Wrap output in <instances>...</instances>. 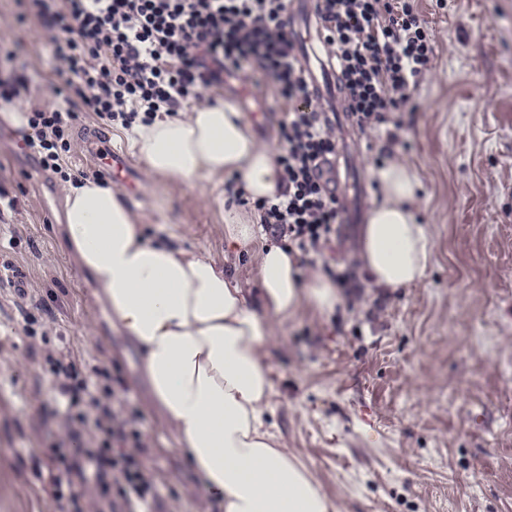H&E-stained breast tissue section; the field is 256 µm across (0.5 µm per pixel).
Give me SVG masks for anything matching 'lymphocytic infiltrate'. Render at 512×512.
Instances as JSON below:
<instances>
[{"instance_id": "lymphocytic-infiltrate-1", "label": "lymphocytic infiltrate", "mask_w": 512, "mask_h": 512, "mask_svg": "<svg viewBox=\"0 0 512 512\" xmlns=\"http://www.w3.org/2000/svg\"><path fill=\"white\" fill-rule=\"evenodd\" d=\"M44 17L67 88L83 93L100 118L131 126L174 112L199 88L250 62L271 78L292 109L279 124L277 157L284 188L273 200L255 201L272 234H289L306 253H319L336 232L343 205L332 158L336 142L312 97L294 38L283 17L288 0H63ZM325 42L341 77L350 112L359 124L381 123L405 105L431 67L434 46L412 0H320ZM77 118L72 102L34 110L27 147L44 169L63 174L67 134ZM57 380L55 403L65 405L80 448L56 452L47 479L68 512H82L87 489L99 512H154L158 487L146 472L147 452L134 410H114L98 383L69 353L49 360Z\"/></svg>"}]
</instances>
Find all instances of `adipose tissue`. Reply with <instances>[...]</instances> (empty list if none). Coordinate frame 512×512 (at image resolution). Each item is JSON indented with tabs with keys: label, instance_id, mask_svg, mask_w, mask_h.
I'll return each mask as SVG.
<instances>
[{
	"label": "adipose tissue",
	"instance_id": "adipose-tissue-1",
	"mask_svg": "<svg viewBox=\"0 0 512 512\" xmlns=\"http://www.w3.org/2000/svg\"><path fill=\"white\" fill-rule=\"evenodd\" d=\"M127 137L150 175L191 184L228 173L255 200L283 189L275 150L233 104L138 122ZM371 175L380 193L359 228L361 268L379 288L420 283L433 242L413 211L418 175L395 163ZM63 231L99 300L143 350L162 424L218 512H338L267 426L273 385L263 353L274 319L341 304L336 283L303 276L296 250L271 245L258 248L256 289L242 287L211 257L145 239L120 193L92 179L66 186Z\"/></svg>",
	"mask_w": 512,
	"mask_h": 512
}]
</instances>
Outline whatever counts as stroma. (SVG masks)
Wrapping results in <instances>:
<instances>
[{
    "mask_svg": "<svg viewBox=\"0 0 512 512\" xmlns=\"http://www.w3.org/2000/svg\"><path fill=\"white\" fill-rule=\"evenodd\" d=\"M433 33L432 69L387 124L359 126L338 101L334 135L342 195L353 214L325 259L302 260L303 274L347 273L343 303L302 306L277 320L266 346L274 396L269 421L278 442L311 470L339 512H512V0H415ZM14 53L30 78L24 111L50 104L60 76L41 18L19 0H0V53ZM263 104L247 121L263 144L290 102L258 65L200 89L199 102ZM105 130L129 149L116 123L80 112L69 132L70 173L94 177L80 160L81 133ZM19 131L0 120V188L17 206L0 222V262H13L23 287L0 288V512H63L49 495L55 448H73L53 405L46 361L66 347L121 378L151 446L148 468L163 482L159 512H214L188 456L147 405L144 355L112 321L72 258L63 224L65 183L18 159ZM413 166L422 188L420 223L433 239L422 283L371 287L356 262L359 227L378 192L376 163ZM119 185L150 240H169L224 264L255 287L256 257L224 253L225 176L189 187L148 175ZM30 321H23L20 309Z\"/></svg>",
    "mask_w": 512,
    "mask_h": 512,
    "instance_id": "obj_1",
    "label": "stroma"
}]
</instances>
